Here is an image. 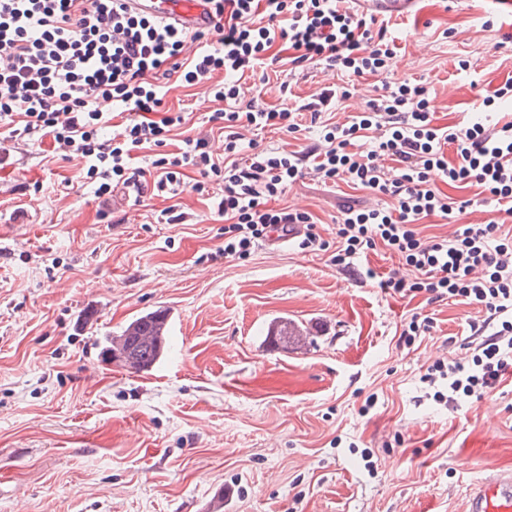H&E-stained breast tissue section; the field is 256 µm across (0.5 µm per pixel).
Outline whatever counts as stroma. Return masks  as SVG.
Listing matches in <instances>:
<instances>
[{"label": "stroma", "mask_w": 512, "mask_h": 512, "mask_svg": "<svg viewBox=\"0 0 512 512\" xmlns=\"http://www.w3.org/2000/svg\"><path fill=\"white\" fill-rule=\"evenodd\" d=\"M389 27L393 81L426 83L439 124L512 76V9L493 0H419ZM343 82L321 65L269 69L245 99L308 102ZM165 104L190 113L173 141L205 137L223 156L208 84H170ZM83 165L49 137L0 163V512H463L480 477L512 471V371L478 400L442 399L446 382L426 377L471 359L484 306L380 288L407 274L381 245L351 267L294 240L224 258L206 197L184 191V222L160 224L167 200L102 205ZM281 203L330 241L343 207L379 200L309 173ZM157 308L171 315L160 361L101 362L105 336ZM415 313L433 327L407 345ZM280 318L300 342L267 339Z\"/></svg>", "instance_id": "1"}]
</instances>
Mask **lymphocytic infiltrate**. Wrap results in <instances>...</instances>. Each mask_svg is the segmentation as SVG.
I'll return each mask as SVG.
<instances>
[{"label": "lymphocytic infiltrate", "mask_w": 512, "mask_h": 512, "mask_svg": "<svg viewBox=\"0 0 512 512\" xmlns=\"http://www.w3.org/2000/svg\"><path fill=\"white\" fill-rule=\"evenodd\" d=\"M215 43L180 62L185 31L171 20L133 10L126 0H0V127L28 141L52 137L85 161L83 178L97 197L145 188L177 196L182 169L197 168L195 191H214L224 216V255L243 258L277 227L303 226L301 248L333 250L343 263L384 246L404 259L412 278L397 292H426L485 306L495 330L471 362H438L431 374L447 379L452 398H478L512 367V227L489 220L463 224L449 238L425 239L418 221L453 219L469 207L494 205L512 217V121L439 126L430 91L395 82L390 63L397 45L387 23L350 7L348 0H214ZM288 59L322 64L347 75V84L297 106L242 105L246 72ZM223 72L210 93L220 104L209 120L224 129V158L203 138L184 139L178 152L137 163V153L167 143L178 115H161L173 76L193 85ZM374 77L379 93L347 122L326 113ZM309 114L317 144L302 152L247 153L240 128L297 132ZM125 128L114 136L113 118ZM391 167H383V160ZM312 170L326 183L344 181L392 199L389 207L343 209L336 239L313 232L307 212L278 207L289 186ZM474 189L469 199L455 189Z\"/></svg>", "instance_id": "f902f5d3"}]
</instances>
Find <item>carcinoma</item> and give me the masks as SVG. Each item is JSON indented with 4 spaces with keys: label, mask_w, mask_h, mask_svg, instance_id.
Returning a JSON list of instances; mask_svg holds the SVG:
<instances>
[{
    "label": "carcinoma",
    "mask_w": 512,
    "mask_h": 512,
    "mask_svg": "<svg viewBox=\"0 0 512 512\" xmlns=\"http://www.w3.org/2000/svg\"><path fill=\"white\" fill-rule=\"evenodd\" d=\"M167 317L165 309L150 311L133 319L119 335L104 337L102 360L137 372L151 368L166 349L163 326Z\"/></svg>",
    "instance_id": "carcinoma-1"
}]
</instances>
